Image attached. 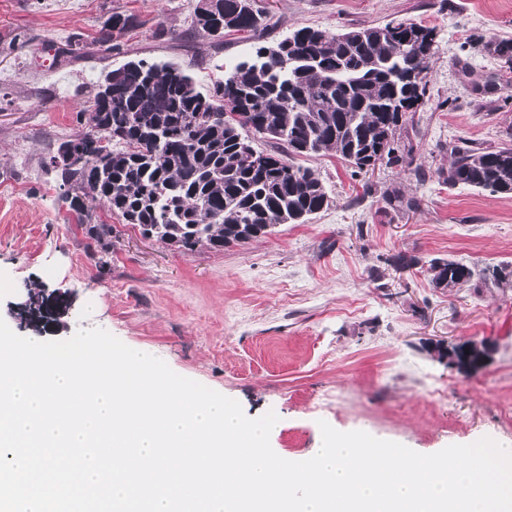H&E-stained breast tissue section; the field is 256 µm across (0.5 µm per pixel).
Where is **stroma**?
<instances>
[{
    "label": "stroma",
    "instance_id": "35a3bbf8",
    "mask_svg": "<svg viewBox=\"0 0 512 512\" xmlns=\"http://www.w3.org/2000/svg\"><path fill=\"white\" fill-rule=\"evenodd\" d=\"M196 3L0 0V319L35 341L104 329L247 417L275 412L270 444L287 460L319 448L323 421L421 454L483 437L512 445V285L442 289L430 271L435 258L512 270V198L442 177L449 146L512 145V61L484 49L512 41V0H254L262 27L221 38L192 31ZM115 13L137 26L116 48L96 44ZM402 21L434 30L424 94L397 134L404 160L360 172L300 158L331 196L309 223L186 253L102 210L114 233L99 254L69 222L44 162L110 70L169 64L206 93L294 30ZM39 289L72 295L45 332L11 313ZM482 339L495 350L472 374L424 348Z\"/></svg>",
    "mask_w": 512,
    "mask_h": 512
}]
</instances>
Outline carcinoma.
I'll return each mask as SVG.
<instances>
[{
  "label": "carcinoma",
  "instance_id": "obj_1",
  "mask_svg": "<svg viewBox=\"0 0 512 512\" xmlns=\"http://www.w3.org/2000/svg\"><path fill=\"white\" fill-rule=\"evenodd\" d=\"M224 30L253 31L262 23L253 0H219ZM98 43L108 45L137 26L114 13ZM433 30L415 22L351 28L329 34L302 28L262 58L259 46L224 72L210 93L168 65L141 59L107 74L77 112L76 148L95 150L69 163L48 160L61 199L88 244L107 250L113 226L97 220L101 205L124 223L165 244L192 252L222 250L267 233L276 224H304L329 205L325 186L297 156L334 155L358 169L396 164L391 144L424 94L403 82L428 69ZM275 140L288 155L258 151L249 134ZM444 182L512 197V145L450 147ZM437 288L477 278L512 282L507 268L476 269L435 259Z\"/></svg>",
  "mask_w": 512,
  "mask_h": 512
}]
</instances>
